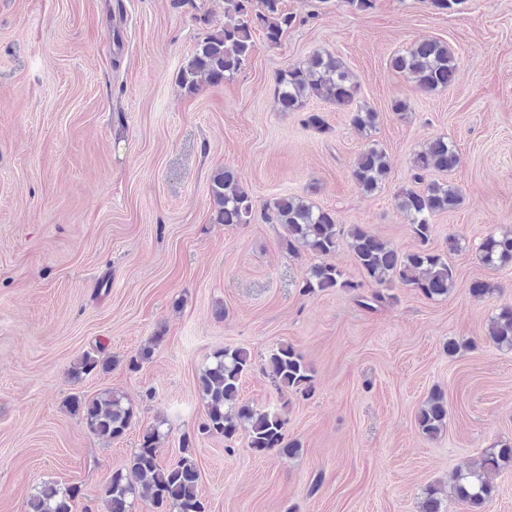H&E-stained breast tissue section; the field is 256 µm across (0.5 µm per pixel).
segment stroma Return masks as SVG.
Returning a JSON list of instances; mask_svg holds the SVG:
<instances>
[{
    "instance_id": "obj_1",
    "label": "stroma",
    "mask_w": 512,
    "mask_h": 512,
    "mask_svg": "<svg viewBox=\"0 0 512 512\" xmlns=\"http://www.w3.org/2000/svg\"><path fill=\"white\" fill-rule=\"evenodd\" d=\"M297 20L276 46L255 34L246 68L187 94L182 65L224 24V0H0V512H28L41 483L77 485L74 512H104V488L143 431L162 423L160 465L192 435L208 512H418L422 490L512 444V351L485 340L489 317L512 302V265L483 266L473 250L512 227V0H282ZM435 39L458 60L449 89L425 96L388 60ZM342 58L360 98L379 114L375 139L391 160L384 188L362 193L351 168L365 145L347 111L308 100L274 104L276 73L314 51ZM408 101L405 116L391 110ZM318 112L330 127L303 123ZM455 141L449 178L465 201L434 219L433 248L453 256L457 284L432 302L405 288L370 311L337 288L302 295L315 256L291 255L269 203L308 196L342 224L400 250L416 247L395 194L414 154ZM233 168L254 203L248 225L212 223L213 171ZM482 279L499 293L473 297ZM159 336L136 372L123 361ZM473 349L448 356V340ZM292 345L315 393L277 392L260 366ZM225 346L250 351L240 395L287 418L298 455L253 452L245 437L202 435L201 369ZM116 367L72 380L83 354ZM448 423L434 440L415 426L432 389ZM112 390L137 416L121 439L89 432L66 406Z\"/></svg>"
}]
</instances>
